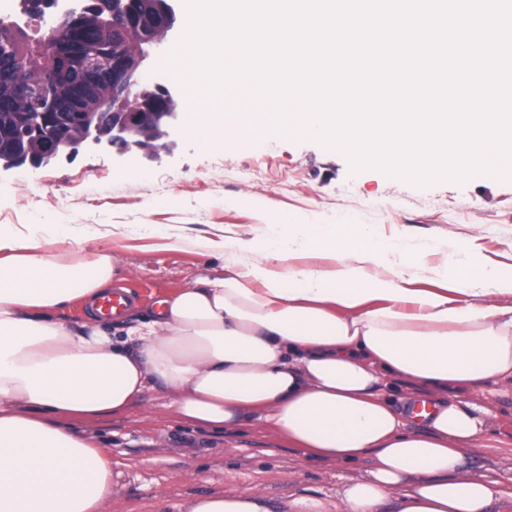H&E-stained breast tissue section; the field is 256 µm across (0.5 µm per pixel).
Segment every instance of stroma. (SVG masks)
<instances>
[{"instance_id": "35a3bbf8", "label": "stroma", "mask_w": 512, "mask_h": 512, "mask_svg": "<svg viewBox=\"0 0 512 512\" xmlns=\"http://www.w3.org/2000/svg\"><path fill=\"white\" fill-rule=\"evenodd\" d=\"M183 36L169 31L153 53L140 84L167 85L176 100L184 87L172 81L167 51ZM303 224H368L382 234L399 231L406 252L422 256L417 287L439 285L436 243L465 239L494 264H512V181L427 187L367 168L352 171L342 153L290 135L259 138L225 131L220 148H202L180 133L172 152L118 164L111 148L87 145L46 167H0V225H90L104 233L117 268L115 287L136 295V313L157 300L222 274L223 262L197 245L196 236L220 239L225 230L245 235L278 214ZM169 226L171 236L147 235L144 225ZM494 419L496 448L468 449L488 478L512 479V392L484 396ZM161 391H145L120 417L83 424L112 457V500L103 512H181L193 496L249 491L273 512L305 497L336 505L341 477H358L370 458L352 463L310 462L258 424L227 435L179 421Z\"/></svg>"}]
</instances>
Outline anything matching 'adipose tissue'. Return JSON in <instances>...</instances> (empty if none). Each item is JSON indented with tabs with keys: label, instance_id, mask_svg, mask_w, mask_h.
Masks as SVG:
<instances>
[{
	"label": "adipose tissue",
	"instance_id": "ef3b65f1",
	"mask_svg": "<svg viewBox=\"0 0 512 512\" xmlns=\"http://www.w3.org/2000/svg\"><path fill=\"white\" fill-rule=\"evenodd\" d=\"M70 224L0 225V512H103L112 458L73 425L162 390L178 420L266 423L308 460L371 467L336 491L340 512H486L500 482L473 472L490 410L467 392L512 384V266L452 240L444 288L412 287L414 261L366 224L279 220L230 251L224 273L120 330L64 317L115 276L105 246ZM247 261L235 260V253ZM407 382L414 393L398 394ZM433 410L419 416L417 403ZM184 512H271L255 494L199 496Z\"/></svg>",
	"mask_w": 512,
	"mask_h": 512
}]
</instances>
